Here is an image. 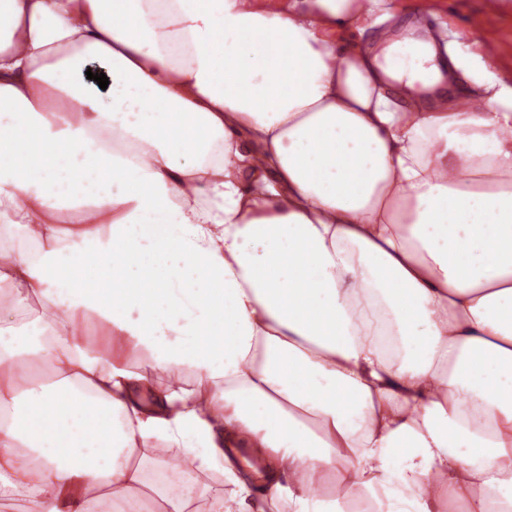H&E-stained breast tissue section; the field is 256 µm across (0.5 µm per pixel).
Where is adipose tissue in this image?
<instances>
[{
    "label": "adipose tissue",
    "mask_w": 512,
    "mask_h": 512,
    "mask_svg": "<svg viewBox=\"0 0 512 512\" xmlns=\"http://www.w3.org/2000/svg\"><path fill=\"white\" fill-rule=\"evenodd\" d=\"M385 2L0 0V500L512 512L507 91L337 53Z\"/></svg>",
    "instance_id": "1"
}]
</instances>
